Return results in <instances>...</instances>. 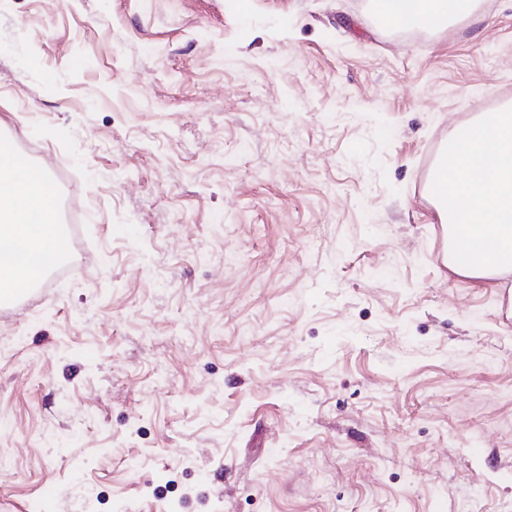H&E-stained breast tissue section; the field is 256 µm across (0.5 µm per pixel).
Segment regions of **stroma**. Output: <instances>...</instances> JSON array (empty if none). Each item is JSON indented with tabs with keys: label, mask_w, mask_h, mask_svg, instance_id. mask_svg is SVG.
Instances as JSON below:
<instances>
[{
	"label": "stroma",
	"mask_w": 512,
	"mask_h": 512,
	"mask_svg": "<svg viewBox=\"0 0 512 512\" xmlns=\"http://www.w3.org/2000/svg\"><path fill=\"white\" fill-rule=\"evenodd\" d=\"M247 5L0 0V136L85 242L0 319V512H512V315L425 192L512 0ZM478 0H381L379 13L386 23L401 28H441L453 21L472 19Z\"/></svg>",
	"instance_id": "obj_1"
}]
</instances>
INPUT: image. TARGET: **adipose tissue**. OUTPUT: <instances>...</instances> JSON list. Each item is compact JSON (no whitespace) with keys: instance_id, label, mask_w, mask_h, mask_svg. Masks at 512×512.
Instances as JSON below:
<instances>
[{"instance_id":"adipose-tissue-1","label":"adipose tissue","mask_w":512,"mask_h":512,"mask_svg":"<svg viewBox=\"0 0 512 512\" xmlns=\"http://www.w3.org/2000/svg\"><path fill=\"white\" fill-rule=\"evenodd\" d=\"M479 0H380L379 13L401 28H440L473 18ZM28 163L0 139V300L12 298L44 269L49 248L63 237L48 174L32 175Z\"/></svg>"}]
</instances>
